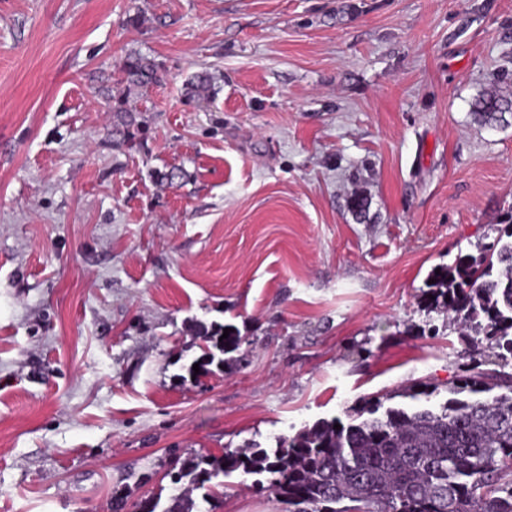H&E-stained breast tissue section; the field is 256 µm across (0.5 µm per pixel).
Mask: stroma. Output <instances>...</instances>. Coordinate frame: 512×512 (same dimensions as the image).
<instances>
[{
	"label": "stroma",
	"mask_w": 512,
	"mask_h": 512,
	"mask_svg": "<svg viewBox=\"0 0 512 512\" xmlns=\"http://www.w3.org/2000/svg\"><path fill=\"white\" fill-rule=\"evenodd\" d=\"M131 54L159 84L121 83ZM487 93L512 0H0V512H137L172 464L411 382L391 406L439 409L495 358L422 302L512 214ZM214 324L238 350L180 381ZM221 500L287 512L239 472ZM112 112V134L119 136L120 141L125 143L142 133L144 125L139 113L125 108L121 103L114 106Z\"/></svg>",
	"instance_id": "1"
}]
</instances>
